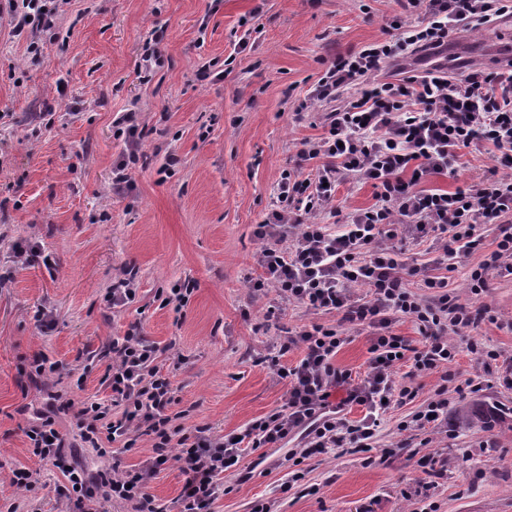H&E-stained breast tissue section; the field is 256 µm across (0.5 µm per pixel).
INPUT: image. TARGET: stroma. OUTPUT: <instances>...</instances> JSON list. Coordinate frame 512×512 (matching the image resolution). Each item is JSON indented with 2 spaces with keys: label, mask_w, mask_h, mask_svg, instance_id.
I'll use <instances>...</instances> for the list:
<instances>
[{
  "label": "stroma",
  "mask_w": 512,
  "mask_h": 512,
  "mask_svg": "<svg viewBox=\"0 0 512 512\" xmlns=\"http://www.w3.org/2000/svg\"><path fill=\"white\" fill-rule=\"evenodd\" d=\"M402 12L399 0H69L40 55L0 25V512H67L54 487L60 472L40 466L23 430L37 423L48 393L22 390L23 359L45 354L60 371L50 391L80 392L105 403L103 354L113 337L138 326L162 347L158 363L178 389L185 430L210 426L237 433L281 405L285 387L262 359L277 352L283 331L331 314L288 306L268 316L272 291L252 288L257 224L277 201L281 174L297 145L322 135L293 112L316 82L323 61L385 39ZM165 27L164 64L139 63L149 32ZM251 35L253 43L239 50ZM512 56V25L463 30L448 42V71L460 63L492 71ZM133 111L144 157L128 169L131 189L115 192L112 169L124 144L116 120ZM174 165H166L167 156ZM20 251L33 261L17 260ZM134 277V303L109 308L113 282ZM190 280L182 311L161 306L159 290ZM485 296L493 318L479 342L499 351L491 366L465 339L451 365L482 375L483 389L448 396V433L423 446L397 423L416 408L391 409L381 446L386 462L364 454L305 460V487L280 495L285 450L249 454L251 478L224 475L231 491L216 512H512V275L489 271ZM53 319L40 331L38 311ZM493 420L464 428L462 413ZM440 451L448 471L428 484L414 457ZM39 470L40 486L20 491L13 469Z\"/></svg>",
  "instance_id": "stroma-1"
}]
</instances>
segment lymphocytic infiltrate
I'll list each match as a JSON object with an SVG mask.
<instances>
[{
	"instance_id": "1",
	"label": "lymphocytic infiltrate",
	"mask_w": 512,
	"mask_h": 512,
	"mask_svg": "<svg viewBox=\"0 0 512 512\" xmlns=\"http://www.w3.org/2000/svg\"><path fill=\"white\" fill-rule=\"evenodd\" d=\"M404 8L418 15V23L393 21L386 40L325 61L296 109L300 115L318 109L325 132L300 143L294 168L281 175L277 204L255 229L261 274L253 286L274 291L270 310L298 304L336 314L335 325H306L280 341L267 363L286 386L284 400L234 437H215L203 427L186 432L171 411L179 399L157 363L159 347L134 329L113 339L102 378L110 405L63 400L59 409L75 411L79 419L74 438L57 429L50 411L24 430L32 454L66 477L57 492L69 512H101L106 500L133 503L134 512H166L149 485L173 461L184 478L175 512H215L225 471L259 448L287 449L295 465L283 484L288 490L304 479L300 464L308 457L376 449L382 416L418 393L410 379L439 375L433 395L398 423L401 431L447 432L449 392L482 387L480 376L460 378L449 365L458 354L455 337L489 318L482 300L488 271L512 275V62L457 75L440 65L397 79L382 72L404 56L443 53L459 28L478 30L511 15L512 0H405ZM58 11V0H0V18L26 38V50L35 56L37 32L52 30ZM482 142L497 151L488 176L452 191L425 188L430 176H461L464 150ZM309 161L316 167L308 174ZM347 183L371 184L374 203L355 210L346 223H325L335 211L337 186ZM486 224L504 230L472 269L471 297L464 301L448 287L450 261L479 250ZM411 232L436 234L443 256L434 269L408 262L397 246L398 237ZM417 277L420 293L412 289ZM358 286L367 288L366 297L355 295ZM406 320L417 327L419 345L395 333V324ZM353 330L370 333L361 377L334 363ZM300 347L305 355L296 365L281 364V355ZM400 363L409 366L401 381L395 371ZM352 405L365 408L362 419H348ZM144 436L152 441V456L123 469L122 454ZM75 446L110 456L111 468L92 475L78 469L67 454Z\"/></svg>"
}]
</instances>
